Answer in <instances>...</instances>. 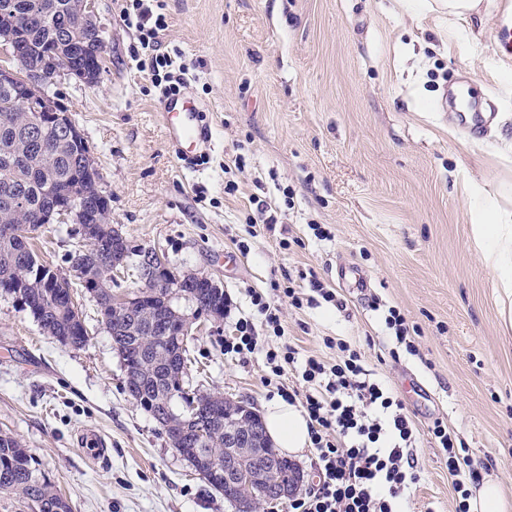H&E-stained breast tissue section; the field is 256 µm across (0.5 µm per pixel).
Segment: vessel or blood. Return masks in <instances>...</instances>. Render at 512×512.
Returning a JSON list of instances; mask_svg holds the SVG:
<instances>
[{
    "instance_id": "obj_1",
    "label": "vessel or blood",
    "mask_w": 512,
    "mask_h": 512,
    "mask_svg": "<svg viewBox=\"0 0 512 512\" xmlns=\"http://www.w3.org/2000/svg\"><path fill=\"white\" fill-rule=\"evenodd\" d=\"M161 112L165 135L175 146L178 159L185 167L195 166L199 147L210 138L202 111L188 99L174 96L162 101Z\"/></svg>"
}]
</instances>
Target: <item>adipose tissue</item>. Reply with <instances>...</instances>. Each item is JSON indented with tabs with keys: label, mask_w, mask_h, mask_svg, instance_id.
<instances>
[{
	"label": "adipose tissue",
	"mask_w": 512,
	"mask_h": 512,
	"mask_svg": "<svg viewBox=\"0 0 512 512\" xmlns=\"http://www.w3.org/2000/svg\"><path fill=\"white\" fill-rule=\"evenodd\" d=\"M471 234L482 247V258L505 297H512V215L495 207L476 210ZM268 439L289 454L300 453L310 442L306 417L295 406L278 399L264 407Z\"/></svg>",
	"instance_id": "obj_1"
}]
</instances>
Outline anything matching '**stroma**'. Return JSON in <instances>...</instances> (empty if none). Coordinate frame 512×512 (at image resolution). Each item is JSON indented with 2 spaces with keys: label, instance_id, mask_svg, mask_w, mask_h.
Wrapping results in <instances>:
<instances>
[{
  "label": "stroma",
  "instance_id": "1",
  "mask_svg": "<svg viewBox=\"0 0 512 512\" xmlns=\"http://www.w3.org/2000/svg\"><path fill=\"white\" fill-rule=\"evenodd\" d=\"M484 2L479 18H412L399 0H164L163 42L189 68L181 94L212 134L194 171L165 138L160 93L134 59L122 0L93 2L103 36L97 84L62 73L47 88L89 142L130 247L211 277L232 299L217 318L175 301L192 322L190 386L262 413L263 351L244 363L224 354L234 322L252 311L250 291L311 270L345 300L342 310L284 308L285 337L329 362L336 352L324 337L360 347L403 401L418 428L421 476L403 512L456 510L445 453L427 432L438 418L512 501V326L473 242L467 191L482 187L512 212V62L494 37L498 20L512 23V0ZM463 76L492 113L451 102ZM230 179L233 196L224 193ZM253 196L275 205L274 232L261 228ZM315 224L331 239L315 238ZM83 245L79 225L58 221L32 241L67 276ZM340 262L365 273L367 294L337 276ZM71 292L88 332L80 348L43 333L0 294V431L27 448L72 512H232L128 392L95 299L77 283ZM391 306L417 326V355L391 358ZM88 430L105 437L106 459L81 448Z\"/></svg>",
  "mask_w": 512,
  "mask_h": 512
}]
</instances>
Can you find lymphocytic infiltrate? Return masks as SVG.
Wrapping results in <instances>:
<instances>
[{"mask_svg": "<svg viewBox=\"0 0 512 512\" xmlns=\"http://www.w3.org/2000/svg\"><path fill=\"white\" fill-rule=\"evenodd\" d=\"M162 8L161 0H124L121 15L139 34L140 68L169 97L185 86L187 69L161 49L167 28ZM250 298L258 317L235 321L224 352L243 360L264 351L269 372L264 385L288 370L301 383L278 394L299 403L307 418L318 483L293 500L292 512H396L399 499L420 480L413 454L417 429L402 402L372 379L364 352L350 343L324 338L325 347L337 352L335 362L329 363L314 355L300 356L296 346L282 340L283 306L299 310L318 298L333 303L335 291L313 275L307 288L288 285L271 294L251 292ZM429 431L447 455L458 497L456 512H469L467 486L480 478L470 450L442 420L433 421Z\"/></svg>", "mask_w": 512, "mask_h": 512, "instance_id": "obj_1", "label": "lymphocytic infiltrate"}]
</instances>
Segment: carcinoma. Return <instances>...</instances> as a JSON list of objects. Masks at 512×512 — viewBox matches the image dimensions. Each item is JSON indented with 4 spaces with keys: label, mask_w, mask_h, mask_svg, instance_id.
Masks as SVG:
<instances>
[{
    "label": "carcinoma",
    "mask_w": 512,
    "mask_h": 512,
    "mask_svg": "<svg viewBox=\"0 0 512 512\" xmlns=\"http://www.w3.org/2000/svg\"><path fill=\"white\" fill-rule=\"evenodd\" d=\"M40 1L56 17L54 28L35 25L28 32V43L24 61L31 68L43 65L50 53L62 57L56 51V33L66 28L81 29V36L92 40L94 53L83 62L86 67L100 61L102 50L101 35L88 28L80 27L75 16L68 11L69 0H9L5 15L22 19L24 13ZM23 120L14 112H0V143L9 141L23 151L25 162L14 169L0 167V185H10L12 192L24 198L27 210L23 215L15 214L5 198L0 196V227L16 228V234L6 236L0 233V291L13 278L27 275L31 262H40L37 254L29 247L30 234L42 228L39 216L51 194L64 197V192L81 184L86 176L87 148L82 141L61 138L53 130L43 134V145H32L21 135ZM110 212L107 200L96 192L89 193L83 213L82 228L95 231L99 249L80 255L82 266L99 272L112 264L114 258L129 250L126 241L113 236L112 226L104 223ZM44 275L39 279L29 278L30 287L25 289L26 309L40 324L41 329L59 341L76 347L88 341L84 325L69 317V284L52 276L53 270L42 264ZM190 300L203 309L221 310L224 296L216 295L209 289L195 285L185 289ZM99 312L106 313L109 322L118 328L112 340L120 353L133 363L142 381V391L135 396L139 405L150 413L162 408L169 389V371L186 366L187 350L174 346V339L163 340L164 323L160 318L152 320L139 316L124 308L112 307V298L106 293L97 295ZM211 429L208 443L198 445L191 437L175 445V449L196 464L197 469L208 471L214 465L224 466V415L209 422ZM208 483L224 494L228 501L249 500L259 503L271 499L266 484L226 485L224 479L215 478ZM0 494L12 495L27 503L30 512H72L68 500L56 489L35 466L33 458L20 442L10 433L0 431Z\"/></svg>",
    "instance_id": "carcinoma-1"
}]
</instances>
